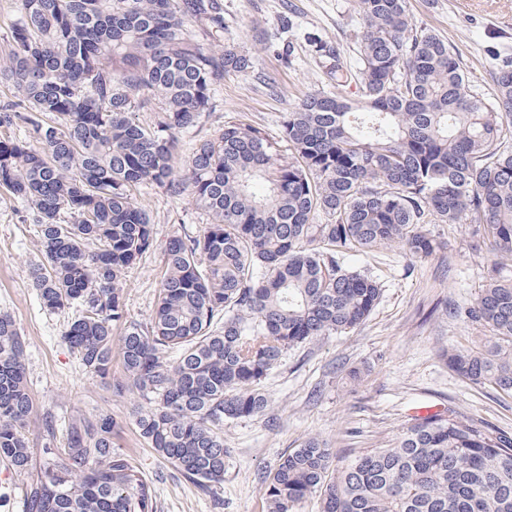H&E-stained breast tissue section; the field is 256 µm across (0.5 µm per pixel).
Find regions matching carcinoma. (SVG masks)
<instances>
[{"instance_id": "1", "label": "carcinoma", "mask_w": 512, "mask_h": 512, "mask_svg": "<svg viewBox=\"0 0 512 512\" xmlns=\"http://www.w3.org/2000/svg\"><path fill=\"white\" fill-rule=\"evenodd\" d=\"M359 69L336 61V91L302 97L265 128L228 121L196 139L229 73L251 57L206 42L219 0H15L0 83V187L39 217L32 288L67 313L62 342L86 373L137 399L140 438L200 493L224 482V421L268 405L262 383L289 350L348 333L380 301L345 262L398 245L431 256L427 224H477L496 256L466 319L486 341L448 352L474 385L512 395V53L491 51L493 94L470 88L449 40L416 27L407 0H357ZM195 22L205 36L187 28ZM361 85L357 100L341 88ZM154 113L143 123L139 112ZM188 194L209 222L166 242L158 300L127 318L124 283L154 247L144 187ZM121 335H114L116 328ZM27 341L0 313V459L23 478V512H156L151 487L115 446L106 412L72 414L57 443L28 438ZM512 512V439L436 413L389 446L335 467L309 439L265 480L266 512Z\"/></svg>"}]
</instances>
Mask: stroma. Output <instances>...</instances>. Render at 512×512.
<instances>
[{
	"instance_id": "obj_1",
	"label": "stroma",
	"mask_w": 512,
	"mask_h": 512,
	"mask_svg": "<svg viewBox=\"0 0 512 512\" xmlns=\"http://www.w3.org/2000/svg\"><path fill=\"white\" fill-rule=\"evenodd\" d=\"M220 46L248 52L253 67L231 73L215 92L208 126L238 120L277 134L278 120L303 95L330 89L337 60L358 63L355 0H222ZM415 25L449 38L472 88L489 91L487 47L512 49V0H408ZM154 226L155 247L125 284L129 319L147 321L163 268V248L179 228L207 222L190 197L148 187L137 196ZM36 215L0 189V312L27 337V379L34 410L30 444L41 450L45 417L63 421L75 411H104L122 421L116 442L151 486L157 512H266L264 481L282 454L310 438L337 461L395 441L418 415L453 412L480 429L512 437V395L467 383L449 370L448 349L477 346L487 328L460 311L477 297L488 265L489 242L473 224H433L440 244L428 258L396 246L356 259L379 279L382 298L367 320L341 336H322L290 350L263 383L266 410L224 424L231 455L214 496L201 494L148 448L128 421L130 396L87 374L60 340L66 315H47L31 284L40 260Z\"/></svg>"
}]
</instances>
